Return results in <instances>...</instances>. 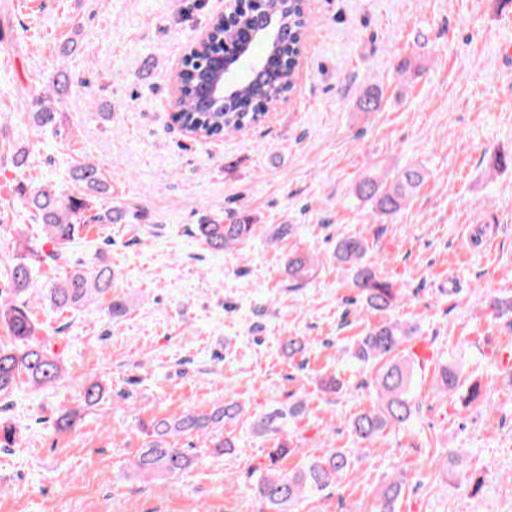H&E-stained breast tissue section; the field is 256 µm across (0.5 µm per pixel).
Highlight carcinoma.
<instances>
[{
    "label": "carcinoma",
    "instance_id": "carcinoma-1",
    "mask_svg": "<svg viewBox=\"0 0 512 512\" xmlns=\"http://www.w3.org/2000/svg\"><path fill=\"white\" fill-rule=\"evenodd\" d=\"M266 10L280 21L288 23V46L276 49L283 54L280 83L277 86L267 79L245 83L235 100L224 105L222 112H207L199 107L203 90V76L211 54L224 49V42L232 43L238 30L245 25L251 12L240 13L228 26H215L217 44H202L192 52L186 83L189 88L181 98V112L171 115L180 129L194 134L196 139L220 138L246 127L256 126L266 117L265 109L276 91L295 87L297 59L304 49L306 32L312 20L306 13L305 0H266ZM69 76L66 65H61L49 84V89L39 96L29 113L32 126L40 131L56 126V112L52 107L66 95ZM381 104V92L368 90L359 99L360 112H376ZM69 178L73 189L65 193L51 186L41 185L25 198V206L31 220L42 226L47 251L33 240L21 235L13 237L14 256L4 271L6 285L0 288V327L6 328L13 338L11 346H0V395L9 396L17 381L24 377L33 386H52L64 377L63 358L53 349L50 337L41 336V324L30 312L26 294L31 287L35 265H56L67 262V254L73 243L80 239L88 224H123L127 211L112 206L116 187L112 176L107 175L94 162L76 159L70 166ZM426 180V171L420 166H406L395 174L369 173L355 187L357 198L372 207L378 220L398 214L420 190ZM254 234V225L234 221L224 223L219 218H208L195 225L190 235L206 250L217 253L245 244ZM368 239L359 235H347L336 239V261L353 273L352 284L359 299L370 313H389L398 303L400 289L386 280L380 270L366 260ZM288 278L301 285L315 273L313 257L306 252H291L285 262ZM116 274L112 267L102 264L93 269L73 267L49 289L48 298L54 309L64 312L78 310L98 301H108V313L113 317L125 314L126 307L119 299L110 298ZM495 319L502 322L512 333V296L497 297L490 302ZM414 330L400 321L385 320L357 339L351 357L367 364L379 363L381 367L373 378L378 393L377 405L357 414L349 422L358 447L329 448L323 455L314 457L289 471L281 462L295 452L285 431L288 418L300 415L299 404L288 410H275L265 414L255 423L254 431L260 435L277 436L275 447L267 454V462L261 468L254 491L268 508V512H296L298 504L309 495H320L349 472L362 451L378 440L387 430L405 428L416 413L411 393L413 367L403 356V350L413 338ZM437 385L445 393L454 395L467 388L465 404L477 401L481 396L478 382L466 383L460 367L445 363L438 373ZM107 391L97 380L82 387L80 402L95 406L103 401ZM242 406L229 398L211 406L207 411L187 409L177 415L153 417L143 424L146 440L132 461L134 472L141 478L155 480L177 477L194 463V457L177 447V436L202 437L217 454H224L234 447L232 439L224 437V425L236 420ZM80 412L67 410L55 419L53 429L57 433H70L77 427ZM20 430L8 418L0 417V448H14L18 444ZM408 482L407 472L401 471L377 493L375 512H395V506Z\"/></svg>",
    "mask_w": 512,
    "mask_h": 512
}]
</instances>
